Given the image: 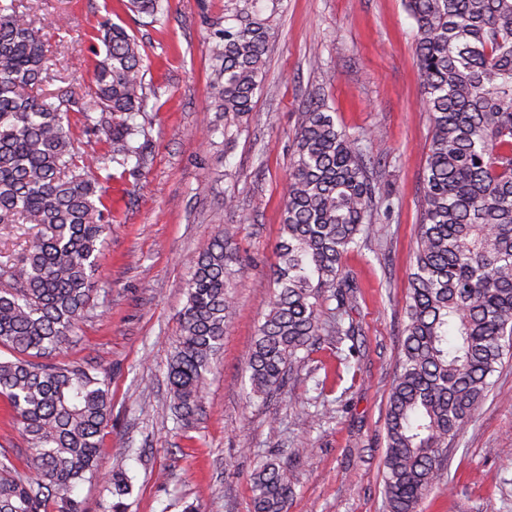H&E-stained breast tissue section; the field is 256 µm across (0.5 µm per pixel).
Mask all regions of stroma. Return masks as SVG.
<instances>
[{
    "instance_id": "stroma-1",
    "label": "stroma",
    "mask_w": 512,
    "mask_h": 512,
    "mask_svg": "<svg viewBox=\"0 0 512 512\" xmlns=\"http://www.w3.org/2000/svg\"><path fill=\"white\" fill-rule=\"evenodd\" d=\"M165 26H140L123 0H32L30 21L50 46L65 44L56 78L77 96L89 79L104 19L142 40L145 80L160 96L140 175L108 185L112 211L95 278L93 317L79 322L51 357L105 375L112 417L101 432L99 467L123 468L133 489L128 512H253L248 478L256 461L304 442L288 459V512H383L382 461L388 393L399 366L400 332L415 261L417 200L429 148V116L415 52V24L402 0H283L267 77L245 131L203 141L209 110L210 21L224 0H168ZM64 15L68 24L57 28ZM322 67H313L312 53ZM324 99L337 126L363 137L379 160L376 178L394 210L343 264L361 285L350 316L356 344L329 339L267 399H249L244 366L276 284L284 195L297 114ZM235 189V212L224 209ZM238 254L234 322L207 376L203 410L179 425L168 410L167 370L181 333L187 255L221 229ZM464 434L446 454L447 488L419 512H512V352Z\"/></svg>"
}]
</instances>
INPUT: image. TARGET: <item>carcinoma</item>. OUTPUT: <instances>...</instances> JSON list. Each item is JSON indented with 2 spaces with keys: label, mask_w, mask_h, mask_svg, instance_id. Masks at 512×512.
<instances>
[{
  "label": "carcinoma",
  "mask_w": 512,
  "mask_h": 512,
  "mask_svg": "<svg viewBox=\"0 0 512 512\" xmlns=\"http://www.w3.org/2000/svg\"><path fill=\"white\" fill-rule=\"evenodd\" d=\"M164 0H127L163 25ZM416 27L429 114L416 239L401 330V360L385 418L384 512H418L447 485L443 452L464 433L512 346V0H404ZM24 0H0V224L29 226L13 263H0V396L22 424L32 455L0 447V512H83L72 496L102 480L127 512L131 478L98 465L99 434L112 412L106 378L44 362L95 309L91 280L111 229L104 199L112 170L140 172L148 159L149 100L135 35L102 22L103 51L91 74L90 105L69 86L42 91L57 58L24 22ZM281 0H224L210 23L211 111L207 138L241 131L265 75ZM80 115L77 136L70 113ZM361 138L336 127L317 99L298 112L275 270L277 291L246 359L249 395L280 389L323 337L358 335L344 317L359 285L344 256L390 213ZM234 234L226 229L188 259L181 335L169 365V409L187 422L202 410L206 375L235 316ZM336 318L322 321V304ZM254 512H286L292 482L282 455L252 471Z\"/></svg>",
  "instance_id": "obj_1"
}]
</instances>
